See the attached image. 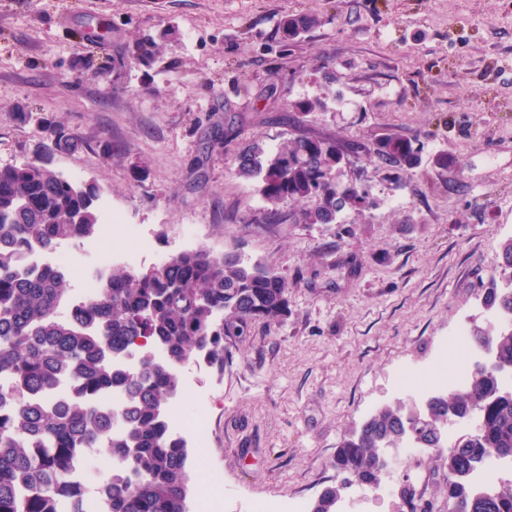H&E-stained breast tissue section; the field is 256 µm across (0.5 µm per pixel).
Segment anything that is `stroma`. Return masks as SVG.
I'll return each mask as SVG.
<instances>
[{
	"instance_id": "obj_1",
	"label": "stroma",
	"mask_w": 512,
	"mask_h": 512,
	"mask_svg": "<svg viewBox=\"0 0 512 512\" xmlns=\"http://www.w3.org/2000/svg\"><path fill=\"white\" fill-rule=\"evenodd\" d=\"M0 0V167L39 158L45 123L85 141L51 155L64 179L95 182L167 255L236 251L288 281V315L225 337L223 372H196L209 396L205 461L238 512L255 500L311 502L336 481V445L376 409L423 408L398 389L404 368L441 370L461 321L488 328L482 290L512 238V0ZM320 23L291 44V14ZM166 36L152 66L136 38ZM326 107L293 125L304 99ZM29 120H22V113ZM423 145L401 182L356 159L340 180L375 208L336 224L277 222L235 172L240 142L296 133ZM112 142L99 148L100 137ZM446 155L447 164L436 161ZM416 503L448 512L438 450ZM389 495L346 489L349 512H409L404 466Z\"/></svg>"
}]
</instances>
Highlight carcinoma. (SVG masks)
<instances>
[{
	"instance_id": "obj_1",
	"label": "carcinoma",
	"mask_w": 512,
	"mask_h": 512,
	"mask_svg": "<svg viewBox=\"0 0 512 512\" xmlns=\"http://www.w3.org/2000/svg\"><path fill=\"white\" fill-rule=\"evenodd\" d=\"M316 23L307 13L290 15L279 26L281 39L294 41ZM134 49L147 64L165 52L152 38L136 40ZM48 140L51 152L84 146L62 125L48 128ZM343 154L398 173L422 163L421 148L399 136L368 148L299 134L273 151L246 145L236 171L259 180L268 221H277L279 205L289 201L300 206V222L334 224L346 209L375 205L365 186L336 180ZM99 194L98 185L67 181L45 161L0 167V378L7 379L0 385V512H85V484L75 471L92 448L112 459L99 482L112 489L105 512H189L192 448L168 425L183 362L202 358L222 371L225 337L288 315L287 280L233 252L216 256L200 247L146 270L113 265L92 294L78 299L68 294L64 271L18 269V245L52 250L93 236ZM499 269L506 288L492 282L484 304L511 317L512 238L501 247ZM469 344L512 364V333L473 331ZM114 391L124 395L116 411L101 402ZM475 414L481 428L444 446L442 421ZM409 439L444 453L448 512H512V483L483 492L470 483L489 458L512 460V390L479 361L464 384L430 397L424 411L406 416L387 405L344 435L334 458L341 480L308 512H337L348 482L378 485L376 448Z\"/></svg>"
}]
</instances>
